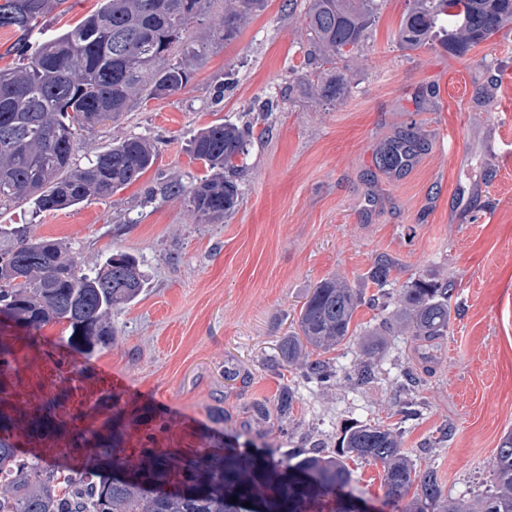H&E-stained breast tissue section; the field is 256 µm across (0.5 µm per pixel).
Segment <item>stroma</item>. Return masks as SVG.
I'll use <instances>...</instances> for the list:
<instances>
[{"label": "stroma", "instance_id": "35a3bbf8", "mask_svg": "<svg viewBox=\"0 0 512 512\" xmlns=\"http://www.w3.org/2000/svg\"><path fill=\"white\" fill-rule=\"evenodd\" d=\"M101 0H61L27 35L0 29V68L17 66L20 38L38 43L77 25ZM408 0H385L363 46L339 62L347 80L335 103L316 98L303 68L309 48L302 0H268L230 42L218 38L224 14L209 15L186 36L208 47L181 91L131 103L118 123L82 131L88 149L125 135L147 138L155 160L134 184L102 200L34 213L0 206V225H27L31 236L74 244L94 263L113 250L137 256L148 275L138 302L114 310V341L93 354L65 348L66 326L29 334L0 317V415L7 436L50 465L83 469L100 447L133 458L159 448L191 459L210 453H262L277 443L336 451L345 426L399 429L408 455L434 468L448 497L472 500L490 480L503 435L512 431V27L456 55L440 42L408 51L398 41ZM275 109L254 139L238 177L241 195L224 220H198L182 199L160 195L168 180L194 185L206 173L189 152L202 128ZM412 130L424 147L398 173L379 166L385 143ZM394 260L390 280L424 275L454 283L448 334L417 391L401 371L418 363L411 337L380 335L379 311L359 307L360 335L379 334L380 373L348 380L363 362L356 339L329 357L340 378L328 390L292 370L269 366L313 288L338 275L365 295L377 256ZM127 382L114 390L110 374ZM297 390L282 437L269 416L252 444L241 424L256 402L274 407L281 384ZM51 413L32 435L29 421ZM447 442H439L441 428ZM368 512L387 503L380 467L351 463Z\"/></svg>", "mask_w": 512, "mask_h": 512}]
</instances>
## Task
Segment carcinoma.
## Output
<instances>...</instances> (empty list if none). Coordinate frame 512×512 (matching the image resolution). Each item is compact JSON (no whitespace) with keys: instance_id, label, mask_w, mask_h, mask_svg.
Wrapping results in <instances>:
<instances>
[{"instance_id":"obj_1","label":"carcinoma","mask_w":512,"mask_h":512,"mask_svg":"<svg viewBox=\"0 0 512 512\" xmlns=\"http://www.w3.org/2000/svg\"><path fill=\"white\" fill-rule=\"evenodd\" d=\"M215 0H104L93 15L48 40L16 45L18 66L0 71V202H30L37 212L58 211L110 197L137 181L154 162V147L143 137L125 136L78 161V132L118 121L131 100L172 95L190 80V62L206 46L187 41V28ZM267 0H224L219 39L233 40L241 25L263 11ZM384 0H306L305 20L314 59L335 65L366 39ZM60 0H0V28L27 33ZM512 23V0H414L403 13L399 43L418 50L443 34L441 44L463 55ZM314 95L335 102L346 93L343 75L331 71L311 84ZM265 103L247 124L224 121L202 129L191 141L193 159L208 175L191 187L172 179L161 187L181 198L204 222L234 212L239 187L234 174L246 158L254 129L266 123ZM418 147L405 135L381 155L386 169H403ZM395 263L379 257L367 279L385 286ZM140 261L124 251L89 265L79 251L57 239H32L27 226L0 227V314L33 333L66 322L63 338L88 354L115 336L112 310L133 303L147 286ZM453 289L436 278H414L395 295L365 298L333 276L313 288L298 318L300 336L288 339L274 368H295L317 386L336 384L330 359L312 360L309 346L326 354L354 336L355 311L364 304L384 310L396 304L384 328L398 330L430 350L448 334ZM296 394L281 385L277 419L288 425ZM342 451L327 455L312 448L288 458L267 446L261 456L243 452L207 454L181 461L144 448L118 471L137 477L109 478L98 468L64 474L29 457L0 438V512H248L245 502L267 512H363L346 460L382 468L384 496L401 512H512V432L504 435L491 465L490 488L473 501L450 500L430 467L421 468L402 448L396 430L355 424L341 440ZM237 502H231V497Z\"/></svg>"}]
</instances>
